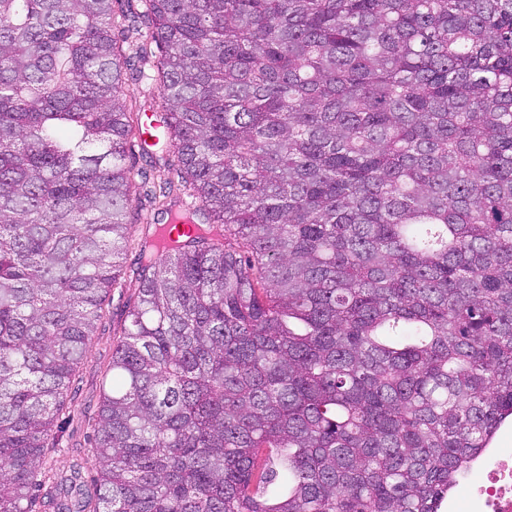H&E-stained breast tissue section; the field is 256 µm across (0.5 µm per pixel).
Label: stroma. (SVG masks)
I'll return each instance as SVG.
<instances>
[{
    "instance_id": "1",
    "label": "stroma",
    "mask_w": 512,
    "mask_h": 512,
    "mask_svg": "<svg viewBox=\"0 0 512 512\" xmlns=\"http://www.w3.org/2000/svg\"><path fill=\"white\" fill-rule=\"evenodd\" d=\"M145 0H116L115 37L124 61L123 81L130 111L142 114L158 112L160 107L156 65L165 53L162 45L150 38L151 24L144 18ZM167 155L161 147L142 152L132 147L127 163L133 169V206L142 215L150 209L144 198V187L159 183L166 172ZM145 233L144 224L130 228L133 242L124 260L117 281L107 295L104 317L87 347V358L78 365L71 380L65 405L54 429L57 451L50 463L57 476H70L73 466H80L85 484H92L96 474L95 460L90 452L93 426L100 406L104 370L126 322L129 308L137 299L140 280L138 242Z\"/></svg>"
}]
</instances>
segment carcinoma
Masks as SVG:
<instances>
[{"instance_id": "obj_1", "label": "carcinoma", "mask_w": 512, "mask_h": 512, "mask_svg": "<svg viewBox=\"0 0 512 512\" xmlns=\"http://www.w3.org/2000/svg\"><path fill=\"white\" fill-rule=\"evenodd\" d=\"M147 2L194 209L49 505L441 512L512 417V0ZM112 4L0 0V512H41L136 221Z\"/></svg>"}]
</instances>
